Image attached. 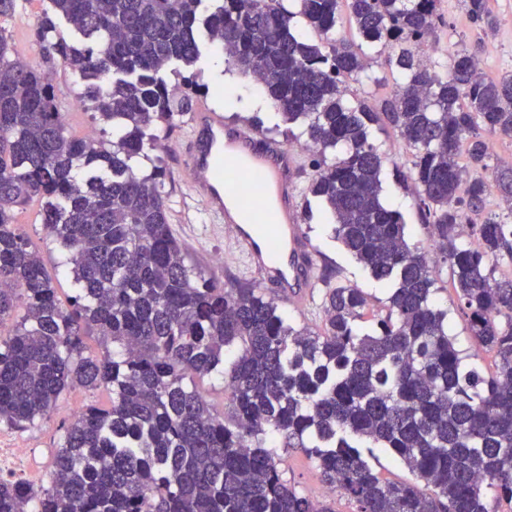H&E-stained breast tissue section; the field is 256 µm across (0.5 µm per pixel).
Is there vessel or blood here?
I'll return each instance as SVG.
<instances>
[{
  "mask_svg": "<svg viewBox=\"0 0 512 512\" xmlns=\"http://www.w3.org/2000/svg\"><path fill=\"white\" fill-rule=\"evenodd\" d=\"M189 195L207 212L210 235L223 237L241 274L285 300L320 284L301 224L294 178L299 157L255 131L230 129L223 113L198 104L182 144Z\"/></svg>",
  "mask_w": 512,
  "mask_h": 512,
  "instance_id": "obj_1",
  "label": "vessel or blood"
}]
</instances>
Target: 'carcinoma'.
<instances>
[{
	"label": "carcinoma",
	"instance_id": "1",
	"mask_svg": "<svg viewBox=\"0 0 512 512\" xmlns=\"http://www.w3.org/2000/svg\"><path fill=\"white\" fill-rule=\"evenodd\" d=\"M480 28L488 0H461ZM440 0H49L37 38L84 82L106 124L101 137L65 132L48 73L14 59L0 34V424L48 416L78 383L111 393L64 428L49 487L0 482V512H334L283 478L276 448H298L321 482L356 512L512 510V168L495 172L511 213L486 210L488 137L512 139V76L485 80L476 55L438 53ZM348 17L355 37L336 36ZM224 64L251 76L281 121L306 124L313 175L333 235L377 281L386 313L363 328L368 295L322 272L321 332L296 328L258 284L220 286L186 264L170 230L153 131L189 108L165 71L202 55L200 32ZM430 54L420 60L419 39ZM393 78L381 111L368 73ZM360 97L350 101V84ZM385 121L411 153L409 178L430 241L479 354L448 335L433 299L435 266L384 201L386 156L371 127ZM152 163L143 170L139 161ZM42 202V224L66 256L76 293L57 297L13 208ZM469 232L478 242L462 243ZM94 332L101 352L84 354ZM218 374L214 412L188 379ZM371 443L411 482L382 478Z\"/></svg>",
	"mask_w": 512,
	"mask_h": 512
}]
</instances>
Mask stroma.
<instances>
[{"mask_svg":"<svg viewBox=\"0 0 512 512\" xmlns=\"http://www.w3.org/2000/svg\"><path fill=\"white\" fill-rule=\"evenodd\" d=\"M47 0H19V7L12 16L0 19V35L8 41L15 57L32 61L38 68L49 73L57 106L64 114L68 136L84 137L88 128L93 127L92 110L76 111L72 101L81 90L78 75L65 68L59 58H46L42 46L35 36L41 23ZM441 8L449 25L440 34L441 46L455 51L461 48L476 53L482 61L481 71L490 79L498 80L512 75V0H489V8L495 18L494 29L475 27L469 20L460 0H442ZM222 83L211 81L197 92L196 101L207 102L216 111L222 112L224 122L242 129H258L259 133L279 142H286L284 130L276 126L277 119L267 113H256L248 105L228 106L223 98ZM188 116L177 117L172 127L163 132V139L155 154L158 164L165 172L163 190L169 199V224L172 233L182 243L187 262L205 271L216 282L224 284L238 281L240 275L232 262L214 264L212 257L224 250V240L205 235L208 217L199 203L188 199V181L180 162V138L188 126ZM375 136L391 161L381 175L384 196L388 204L399 210L405 217L406 233L410 243L429 248V234L421 224L411 183L402 179L401 174L410 166V152L399 138L396 130L382 125ZM311 213L303 224L312 240L318 264L336 268L343 281L363 288L371 300L366 309L367 319L384 314V303L389 295V284L372 279L356 261L347 254L334 239L330 224L332 219L324 206L311 201ZM16 222L21 232L27 235L39 249L48 273L56 280L61 301H68L72 293L71 278L64 271L60 253L53 249L46 238L41 222V204L33 200L18 206ZM438 292L436 300L448 310V333L455 336L462 352L473 353L477 345L473 340L466 320L458 311L459 302L450 285L448 263L439 262ZM111 395L98 389L91 390L79 385L73 386L59 400L47 419L35 422L25 428H9L13 437L38 448L41 454L38 465L42 473H49L53 452L60 440L64 425L72 419L73 410L89 404L107 405Z\"/></svg>","mask_w":512,"mask_h":512,"instance_id":"35a3bbf8","label":"stroma"}]
</instances>
